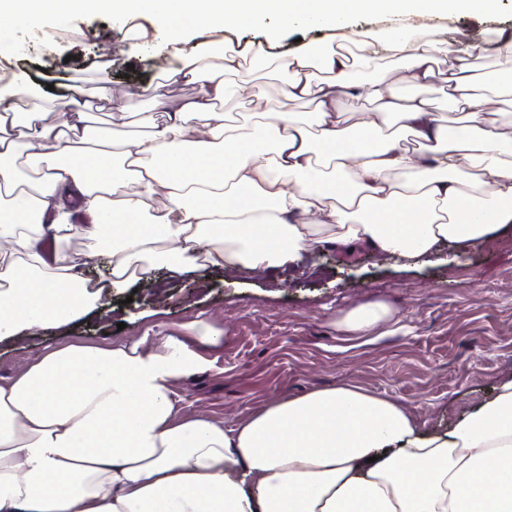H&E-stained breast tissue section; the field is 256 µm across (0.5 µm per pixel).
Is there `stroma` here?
I'll return each mask as SVG.
<instances>
[{"label":"stroma","instance_id":"35a3bbf8","mask_svg":"<svg viewBox=\"0 0 512 512\" xmlns=\"http://www.w3.org/2000/svg\"><path fill=\"white\" fill-rule=\"evenodd\" d=\"M149 22L111 13H77L63 27L75 36L47 40L56 20L41 15L15 31L0 56L33 78L27 95L0 98V107L41 112L63 120L72 107L64 94L82 85L83 109L105 123L110 105L124 108L114 129L135 139V121L155 97L197 98L196 84L164 82L157 64L166 52L164 34ZM409 31L441 43L473 39L486 48L480 60L485 93L498 80L495 49L512 33V0L492 16L417 19ZM333 31L292 28L269 37L258 28L185 35L183 55L219 54L223 46L260 48L251 76L262 94L224 104L241 124L258 112H309L307 101L290 100L270 56L334 43ZM399 81V96L432 100L441 119L451 109L439 85L403 82L405 63L380 60ZM111 101H104V91ZM131 303L112 294L105 306L67 324L0 342V380L12 378L44 349L70 343L107 346L140 343L157 348L176 342L192 367L172 382L181 414L204 415L234 427L278 397L315 387L354 384L409 409L426 429L444 431L486 401L512 377V224L465 251L438 245L418 259L368 248H324L317 256L281 268L238 271L192 266L171 274L159 266L136 284ZM382 301L391 322L365 338L339 331L336 320L358 305Z\"/></svg>","mask_w":512,"mask_h":512}]
</instances>
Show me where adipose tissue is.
Segmentation results:
<instances>
[{"instance_id":"obj_1","label":"adipose tissue","mask_w":512,"mask_h":512,"mask_svg":"<svg viewBox=\"0 0 512 512\" xmlns=\"http://www.w3.org/2000/svg\"><path fill=\"white\" fill-rule=\"evenodd\" d=\"M498 0H0L28 26L47 12L110 8L148 14L170 44L189 32L244 25L344 29L365 61L395 52L415 85L442 80L455 120L401 98L391 72L350 77L340 52L283 57L289 96L314 112L262 113L242 130L213 102L253 98L230 86L243 52L220 64L178 57L165 77L202 88L138 115L144 132L112 137L84 116L47 126L39 112L0 109V341L83 315L156 265L197 260L242 270L280 266L325 245L421 257L466 248L512 224V134L488 118L483 48L437 63L438 42L408 39L411 17L492 13ZM328 71L314 81L313 66ZM373 100L361 124L342 98ZM163 207H156V200ZM112 246V272L89 289L68 251ZM391 316L372 302L336 322L370 333ZM189 364L164 344H69L43 351L0 383V512H512V378L448 430H424L393 400L351 384L271 400L235 428L181 415L172 379Z\"/></svg>"}]
</instances>
